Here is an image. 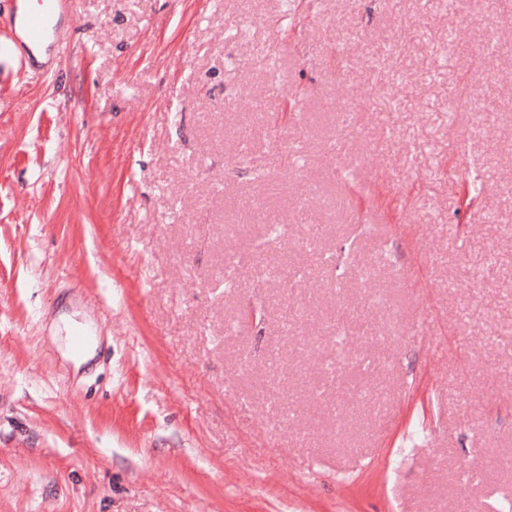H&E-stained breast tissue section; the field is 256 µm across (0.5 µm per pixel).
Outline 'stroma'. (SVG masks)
<instances>
[{
  "mask_svg": "<svg viewBox=\"0 0 512 512\" xmlns=\"http://www.w3.org/2000/svg\"><path fill=\"white\" fill-rule=\"evenodd\" d=\"M61 40L0 62V512L512 503V19L74 0Z\"/></svg>",
  "mask_w": 512,
  "mask_h": 512,
  "instance_id": "35a3bbf8",
  "label": "stroma"
}]
</instances>
